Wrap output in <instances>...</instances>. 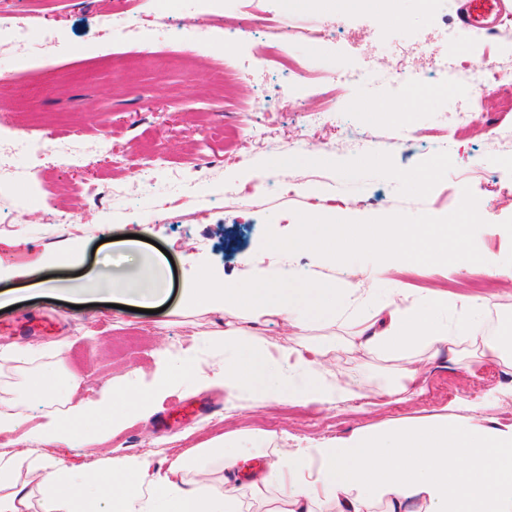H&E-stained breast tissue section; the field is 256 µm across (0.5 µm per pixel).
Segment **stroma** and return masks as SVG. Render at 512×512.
<instances>
[{
    "label": "stroma",
    "instance_id": "1",
    "mask_svg": "<svg viewBox=\"0 0 512 512\" xmlns=\"http://www.w3.org/2000/svg\"><path fill=\"white\" fill-rule=\"evenodd\" d=\"M174 2L175 14L167 23L158 0H140L133 30L124 33L101 25L121 0H49L30 22L33 38L46 29L55 33L53 47L39 60L29 59V45L14 44L11 29L0 25V43L8 47L0 54V113L24 100L38 115L24 133L59 140L76 134L88 151L79 167L43 156L41 179L25 190L14 189L0 171V260L28 271L27 277L13 280V287L83 280L111 256L113 239L121 235H141L142 249L150 252L159 245L172 257L169 296L157 314L99 304L75 309L45 299L19 302L10 311L0 308V345L48 350L36 365L10 363L0 370V384L21 405L12 439L32 452L47 451L66 464L86 466L92 474L115 458L168 462L239 431L252 435L260 470L273 448L359 429L474 412L488 422L512 424V370L501 359L478 356L461 366L424 353L417 358V379L407 384L403 362L356 350L349 323L314 324L297 335L273 320L252 330L273 350L335 337L337 348L323 371L351 381L359 397L332 410L284 401L230 410L224 406L223 386L189 391L165 383L161 351L181 345L211 373L224 364V343L211 341V334L243 325L231 312L219 319L204 309L183 307L184 287L203 268L219 278H248L250 258L270 238L322 213V206L311 201L312 190L338 194L341 211H356L364 222L396 213L408 224H444L469 208L484 225L483 248L512 256V239L496 230L512 224V199L485 189L490 180L512 185V144L495 137L501 123H512V114L496 112L497 88L483 91L470 132L451 129L441 141L433 132L462 102L460 92L415 95L406 88L357 87L348 80L369 65L410 62L435 85L458 65L473 79L492 58L512 65V43L492 49L481 35L460 31L455 0H364L361 8L346 13L333 0H316L303 10L286 7L285 0ZM240 16L251 19L250 32L225 27V19ZM268 18L287 22L291 53L323 74L341 76L331 119L374 137V151L356 152L329 130L308 125L303 113L289 111L294 87L286 75L263 70L256 58ZM326 25L336 27V34L310 39V31ZM447 32L469 43L465 59L449 53ZM172 41L189 45L190 55L181 64L156 70L130 65L131 47L154 51ZM228 63L241 80L222 91L218 80ZM412 128L422 130V137L411 138ZM313 149L321 159L307 158ZM229 150L236 153L230 162L224 159ZM199 157L207 159V166L196 165ZM283 159L288 167H280ZM249 184L259 187V194L226 202L225 192ZM110 188L125 191V198L106 203ZM160 194L182 197L183 203L157 216L153 199ZM370 195L375 205L357 206L358 198ZM36 199L50 201L48 212H35ZM200 202L207 208L203 218L189 219ZM58 213L69 214L70 223L55 222ZM75 245L83 249L82 263L58 265L57 255ZM444 268L440 262L420 274H389L378 293L435 285L465 294L469 281L484 274L473 266L447 279ZM64 337L70 348L55 355L51 347ZM39 369L54 372L59 384L48 402L31 397ZM115 389L134 392L115 410L119 428H112L108 418L86 416L68 443L44 445L40 429L47 413Z\"/></svg>",
    "mask_w": 512,
    "mask_h": 512
}]
</instances>
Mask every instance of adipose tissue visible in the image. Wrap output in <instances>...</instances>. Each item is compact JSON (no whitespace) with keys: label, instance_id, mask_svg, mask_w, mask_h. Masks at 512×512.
Wrapping results in <instances>:
<instances>
[{"label":"adipose tissue","instance_id":"1","mask_svg":"<svg viewBox=\"0 0 512 512\" xmlns=\"http://www.w3.org/2000/svg\"><path fill=\"white\" fill-rule=\"evenodd\" d=\"M267 251L279 258L309 255L317 272L303 281H286L259 258L253 286L217 282L202 272L198 287L187 289L186 303L218 316L234 311L249 324L275 318L298 331L315 322L352 320L359 326L361 351L390 360L409 362L430 351L456 363L470 357L478 341L484 352H501L497 342L483 338L481 298L451 296L438 288L420 289L409 299L397 288L381 300L375 295L378 276L452 254L460 262L448 267V274L473 262L511 280L512 264L474 247L468 225H455L448 234L434 224H404L396 217L383 224L330 218L271 240ZM338 266L347 269L346 278L329 276V269ZM164 293L157 268L134 265L99 271L77 286L42 281L34 291L39 298L77 305L145 308L159 304ZM335 348L327 340L272 350L243 331L228 330L224 368L213 380L195 378L187 362L178 376L198 388L210 382L223 386L230 405L245 397L329 410L355 395L351 382L321 371ZM207 454L204 448L190 449L187 458L164 471L146 459L113 460L92 493L85 478L57 459L33 456L28 449L0 452V512H32L30 484L40 490L50 512H85L96 496L107 501V512H253L258 505L263 512H512V425H488L474 415L275 448L265 472L244 485L235 475L247 457L237 452L224 455L222 485L186 477V459Z\"/></svg>","mask_w":512,"mask_h":512}]
</instances>
